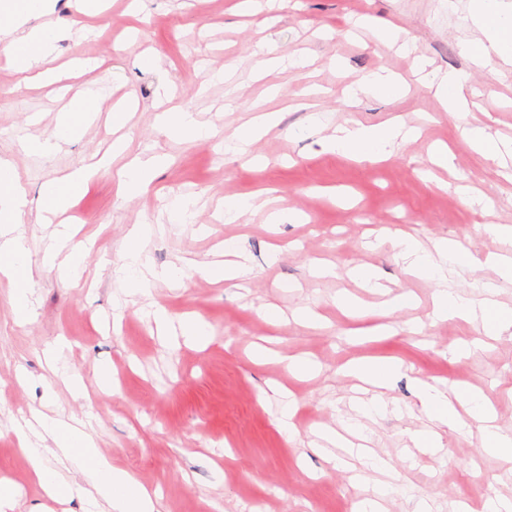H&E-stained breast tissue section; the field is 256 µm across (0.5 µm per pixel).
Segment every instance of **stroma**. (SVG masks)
<instances>
[{
  "instance_id": "stroma-1",
  "label": "stroma",
  "mask_w": 512,
  "mask_h": 512,
  "mask_svg": "<svg viewBox=\"0 0 512 512\" xmlns=\"http://www.w3.org/2000/svg\"><path fill=\"white\" fill-rule=\"evenodd\" d=\"M237 2L144 0L135 11L129 0H106L91 18L80 13V0H47L42 20L58 32L57 64L98 57L100 68L76 82L102 107L95 122L48 157L28 153L25 142L50 136L68 100L54 84L18 88V74L0 60V157L16 163L27 187L22 229L37 312L27 325L15 324L12 288L0 282V477L20 486L24 507L36 504L26 459L8 426L37 409L90 418L113 465L161 491L160 512H350L383 482L393 486L382 502L385 512H413L420 499L432 512H448L452 500L468 512H484L490 497L512 504V458L487 452L479 427L451 435L430 421L419 389L423 380L446 383L461 412L468 394H480L497 425L512 431V323L489 336L477 322L433 321L434 285L411 276L397 248L376 243L384 228L412 235L428 250L443 238L460 240L480 264L449 273V290L471 294L477 281H494L498 301L512 310V279L487 261L492 254L512 257V240L485 230L512 225V166L475 156L465 142L475 121L512 142V66L491 61L476 68L463 55V43L479 36L467 19L468 0H256L246 13ZM386 27L405 30L413 56L429 68L472 70L474 112H441L432 91L412 80L413 56L380 40ZM269 51L301 65L256 74L257 60ZM144 56L153 57V67H138ZM381 69L409 79L403 97L380 101L363 94L345 102L350 83ZM164 75L171 108L197 113L209 139L159 134L154 101ZM132 102L136 111L113 131L112 107ZM312 105L332 128L397 117L422 135L385 162L361 163L324 150L320 134L308 129ZM260 112L280 113L282 121L251 146V154L265 160L257 167L225 154L224 142ZM119 134L125 153L113 155L69 212L78 229L73 243L82 253L81 279L61 278L43 264L53 230L36 219L43 189L111 152ZM437 143L452 151V166L432 167L429 153ZM146 150L167 154L169 163L143 196L123 197L116 173ZM269 187L274 206L301 213L302 222L272 224L266 210L257 209L225 223V199ZM177 195L198 197L194 223H169L165 206ZM146 222L159 227L147 244L152 264L190 270L183 287L156 283L153 299L172 317L207 320L214 338L205 347L171 351L135 305L126 309L120 331L112 329L113 268L133 225ZM227 239L237 242L251 268L236 287L191 271L214 260ZM318 262L333 265L334 274L316 276ZM356 265L376 272L377 287L351 277ZM403 290L416 295V304L385 313L389 295ZM343 293L361 304L364 316L342 312L336 298ZM267 304L282 310L285 322L267 323L260 314ZM305 306L320 326L292 321L293 311ZM384 323L396 334L357 340L348 334ZM59 338L69 344L65 361L83 376L86 398L43 386L51 374L43 349ZM266 343L319 362L320 372L297 378L280 363L253 362V346ZM383 357L401 365L386 390L365 388L343 371L350 362ZM103 362L116 371V389L96 383ZM278 384L295 404L298 434L291 439L275 427L283 405ZM375 400L379 408L361 415V403ZM356 422L354 444L371 448L379 467L365 466L347 448H314L321 430L341 432ZM429 429L436 433L433 454L412 440Z\"/></svg>"
}]
</instances>
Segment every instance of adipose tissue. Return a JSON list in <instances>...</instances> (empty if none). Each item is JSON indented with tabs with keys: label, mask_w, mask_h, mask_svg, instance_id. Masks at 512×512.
<instances>
[{
	"label": "adipose tissue",
	"mask_w": 512,
	"mask_h": 512,
	"mask_svg": "<svg viewBox=\"0 0 512 512\" xmlns=\"http://www.w3.org/2000/svg\"><path fill=\"white\" fill-rule=\"evenodd\" d=\"M43 0H0V56L17 72L27 74L29 81L41 84H62L70 93L69 108L62 112L51 138L32 141L30 151L51 154L62 144L77 136L79 130L93 122L100 110L98 103L85 91L68 84V73L52 68L57 33L46 24L30 25L29 20L40 12ZM467 13L478 39L466 43L464 50L474 65L490 60L512 66V7L504 0H468ZM415 75L433 89L443 111L462 114L470 111L471 74L461 69L440 73L417 62ZM413 129L397 121L376 126L353 125L336 128L325 137L329 152L350 156L359 161L376 163L389 157L398 140L416 137ZM166 158L161 154H140L118 173L122 194L132 198L146 193L157 170ZM101 162L85 165L57 180L42 195L44 211L56 214L74 205L89 189L91 178L101 169ZM28 198L13 160L0 157V278L13 287V307L18 325H26L35 317L31 300L32 269L27 261L26 239L21 231L27 214ZM152 233L147 225L135 226L126 238L125 246L114 272L124 290L130 295L150 296L153 281L163 280L175 286L184 283L182 267L171 266L149 272V256L145 242ZM74 230L61 225L44 257V264L57 268L66 278L78 279L81 260L73 246ZM401 254L407 260L408 272L435 283L434 316L445 321L453 319L481 320L485 332H492L512 314L498 308L493 299V284H485L484 296L469 298L448 289V273L467 265L469 250L460 241L440 240L433 251L421 250L417 243L405 240ZM159 335L170 341L201 346L211 335L210 325L196 315L172 320L165 308L152 311ZM423 403L432 420L462 432L472 424H483L488 452L512 455V435L495 427L492 408L478 396H471L467 413H459L445 392L430 383H422ZM15 437L28 462V476L42 494L60 505L80 500L86 512H157V493L149 491L134 476L114 467L111 458L96 442L91 426L82 419L51 417L43 413L15 425Z\"/></svg>",
	"instance_id": "ef3b65f1"
}]
</instances>
